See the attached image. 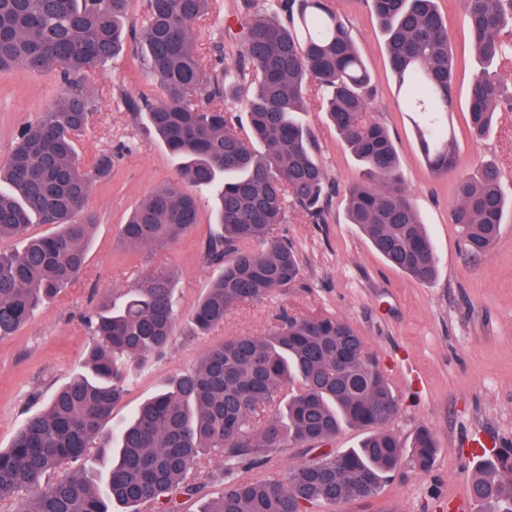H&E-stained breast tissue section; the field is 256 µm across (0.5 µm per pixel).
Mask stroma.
Listing matches in <instances>:
<instances>
[{
    "instance_id": "35a3bbf8",
    "label": "stroma",
    "mask_w": 512,
    "mask_h": 512,
    "mask_svg": "<svg viewBox=\"0 0 512 512\" xmlns=\"http://www.w3.org/2000/svg\"><path fill=\"white\" fill-rule=\"evenodd\" d=\"M350 24L375 90L374 111L401 159L413 198L439 257L436 278L415 281L375 254L359 229L346 223L345 194L359 173L349 147L320 112L309 86L302 120L313 130L335 195L324 221L292 209L280 232L294 244L302 265L298 285L259 304L236 307L209 336L190 332L189 315L211 274L203 245L214 226L212 189H198L200 224L169 248L133 250L119 226L157 185L177 183L176 160L154 140L144 117L129 112L125 98L162 90L141 62L137 43L93 69L85 82L97 98L77 149L83 162L112 153V172L95 182L87 207L97 219L84 270L73 285L43 304L14 336L0 340V448L9 447L27 414L40 410L53 391L82 367L92 337L87 317L119 297L156 266H171L177 279L178 321L170 349L143 370H131L128 391L112 413L120 424L173 375L195 366L209 347L236 336H261L281 308L297 316L322 314L347 321L399 400L389 428L403 442L429 427L437 455L429 471L399 470L369 502L349 500L324 512H458L455 494L474 472L485 441L512 448V216L493 249L474 260L459 247L450 222L458 175L484 163L496 165L512 193V111L499 112L483 140L469 136L468 90L479 64L470 51L460 0H438L456 58L452 115L458 142L455 171L438 177L424 164L412 123L396 95L379 24L366 0H335ZM243 0H210L195 25L205 63L233 59L239 47L224 35L226 19L242 12ZM61 87L51 73L0 71V165L6 164L22 126L37 121Z\"/></svg>"
}]
</instances>
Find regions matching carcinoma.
<instances>
[{"mask_svg":"<svg viewBox=\"0 0 512 512\" xmlns=\"http://www.w3.org/2000/svg\"><path fill=\"white\" fill-rule=\"evenodd\" d=\"M129 0H0V71H53L63 92L38 121L22 127L7 165L0 166V339L15 335L47 298L84 267L95 226L82 215L93 183L107 177L112 154L81 164L76 139L92 115L80 83L118 53L126 39ZM385 38L396 90L413 120L421 155L437 175L456 168L457 140L448 116L454 61L448 26L436 0H368ZM471 46L481 69L469 85L470 132L489 131L498 110L512 109V90L495 64L512 53V0H462ZM209 0H150L141 41L143 67L163 99H125L145 113L150 131L180 160L179 185L156 187L120 226L131 248L161 251L200 223L194 187L218 186L217 232L204 243L212 268L191 314L194 333L208 336L232 309L286 292L301 277L294 246L277 235L288 207L322 220L333 186L311 129L306 86L317 85L322 110L351 150L361 177L349 188L347 223L360 228L390 266L423 283L437 257L405 187L401 160L372 112V77L333 0H267L224 24L238 55L205 69L195 24ZM252 89L247 130L228 107ZM263 145L264 153L253 143ZM450 213L464 253L479 258L495 244L512 213L502 175L486 163L455 182ZM53 231L29 234L33 223ZM176 280L165 265L103 304L89 319L93 345L86 369L47 406L26 417L11 446L0 448V501L16 512H181L182 499L224 493L200 512H312L323 504L368 500L403 466L428 470L434 433L419 428L410 444L387 429L398 399L372 363L362 337L340 318L283 312L263 336L212 345L199 363L166 381L115 433L104 425L129 383L121 360L143 369L171 346L177 321ZM345 425L366 434L355 448L332 442ZM309 457L284 480L255 478L285 444ZM110 457L100 473L85 460ZM221 461L214 469L211 462ZM477 512H512V452L494 448L473 473Z\"/></svg>","mask_w":512,"mask_h":512,"instance_id":"1","label":"carcinoma"}]
</instances>
